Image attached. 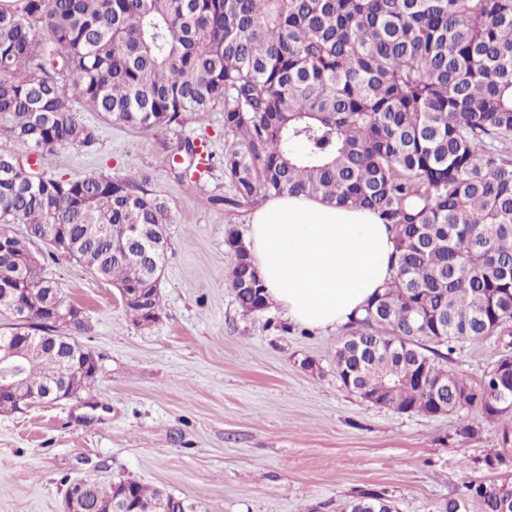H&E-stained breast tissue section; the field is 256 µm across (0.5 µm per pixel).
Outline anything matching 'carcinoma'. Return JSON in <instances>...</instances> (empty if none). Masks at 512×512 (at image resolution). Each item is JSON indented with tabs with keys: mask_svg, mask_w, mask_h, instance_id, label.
<instances>
[{
	"mask_svg": "<svg viewBox=\"0 0 512 512\" xmlns=\"http://www.w3.org/2000/svg\"><path fill=\"white\" fill-rule=\"evenodd\" d=\"M108 123L152 130L224 112V175L231 207L272 194H306L373 210L394 235L396 270L365 314L346 324L336 377L400 412L465 407L486 422L509 413L488 397L508 385L500 358L475 391L439 364L465 340L512 335V0H24L0 5V137L27 145L41 167L55 150L90 146L66 84ZM206 140L179 147L205 164ZM149 178L31 177L0 153V224L60 225L66 246L34 256L29 323L3 291L16 259L0 254V336L57 327L43 321L39 276L60 255L120 289L161 275L168 203ZM230 283L243 312L270 301L249 253ZM125 305L133 321L158 316L160 293ZM59 350L36 346L23 376L58 380ZM486 456L512 468V436ZM134 512H176L173 498L127 480ZM117 485L87 481L89 506ZM512 512V487L466 485L446 512ZM385 493L362 490L345 512H389Z\"/></svg>",
	"mask_w": 512,
	"mask_h": 512,
	"instance_id": "carcinoma-1",
	"label": "carcinoma"
}]
</instances>
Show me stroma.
Wrapping results in <instances>:
<instances>
[{
  "label": "stroma",
  "instance_id": "1",
  "mask_svg": "<svg viewBox=\"0 0 512 512\" xmlns=\"http://www.w3.org/2000/svg\"><path fill=\"white\" fill-rule=\"evenodd\" d=\"M83 120L89 148H57L50 175H148L167 199L168 260L162 311L141 325L115 286L67 259L48 264L66 302L81 308L79 341L99 358L90 391L0 410V512H63L77 480L121 479L196 503L201 512H341L378 490L397 512H445L458 487L499 481L483 457L502 447L512 414L460 433L466 411L429 416L364 401L336 377L344 328L303 330L277 306L244 314L230 286L227 231L248 232L249 207L221 204L224 114L147 132ZM206 137L200 178L179 182L174 154ZM495 338L458 348L448 368L470 387L505 352Z\"/></svg>",
  "mask_w": 512,
  "mask_h": 512
}]
</instances>
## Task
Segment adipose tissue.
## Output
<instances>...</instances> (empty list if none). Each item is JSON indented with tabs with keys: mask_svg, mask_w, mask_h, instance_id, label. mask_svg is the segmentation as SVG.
I'll use <instances>...</instances> for the list:
<instances>
[{
	"mask_svg": "<svg viewBox=\"0 0 512 512\" xmlns=\"http://www.w3.org/2000/svg\"><path fill=\"white\" fill-rule=\"evenodd\" d=\"M249 225L247 247L270 302L306 329L345 324L394 273L393 235L366 209L271 195Z\"/></svg>",
	"mask_w": 512,
	"mask_h": 512,
	"instance_id": "ef3b65f1",
	"label": "adipose tissue"
}]
</instances>
